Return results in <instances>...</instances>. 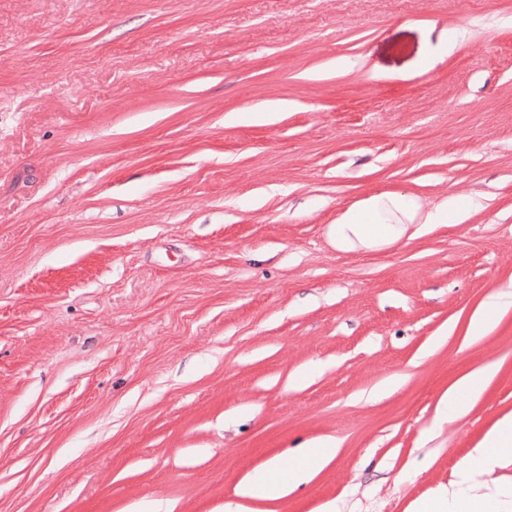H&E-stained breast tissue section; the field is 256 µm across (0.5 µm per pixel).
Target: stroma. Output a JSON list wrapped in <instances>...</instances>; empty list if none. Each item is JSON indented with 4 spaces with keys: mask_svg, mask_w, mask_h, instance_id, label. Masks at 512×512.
<instances>
[{
    "mask_svg": "<svg viewBox=\"0 0 512 512\" xmlns=\"http://www.w3.org/2000/svg\"><path fill=\"white\" fill-rule=\"evenodd\" d=\"M385 193L475 206L337 248ZM505 290L512 0H0V512H411L512 414ZM478 386L472 376H465L443 393L439 400L438 412L448 421H454L468 410L477 397ZM336 447L333 441H315L299 457L288 462L272 459L244 481L240 493L253 499L283 498L293 487L306 481L314 467L333 458Z\"/></svg>",
    "mask_w": 512,
    "mask_h": 512,
    "instance_id": "1",
    "label": "stroma"
}]
</instances>
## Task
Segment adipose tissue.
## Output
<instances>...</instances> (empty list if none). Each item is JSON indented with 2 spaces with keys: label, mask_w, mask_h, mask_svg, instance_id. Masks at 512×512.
<instances>
[{
  "label": "adipose tissue",
  "mask_w": 512,
  "mask_h": 512,
  "mask_svg": "<svg viewBox=\"0 0 512 512\" xmlns=\"http://www.w3.org/2000/svg\"><path fill=\"white\" fill-rule=\"evenodd\" d=\"M467 207L458 198L446 200L435 212L420 215L412 197L381 194L366 198L337 217L331 232L339 249L344 251L375 250L400 235L406 224H446L459 222ZM336 454L335 442L317 441L299 457L283 462L270 460L256 474L248 477L241 488L242 496L253 499H280L293 487L303 483L312 469ZM512 464V415L502 418L481 443L463 460L461 480L451 482L441 496L416 502L413 512H500L503 498L512 497V488H496L494 494H471L466 483L476 465L491 468Z\"/></svg>",
  "instance_id": "1"
}]
</instances>
